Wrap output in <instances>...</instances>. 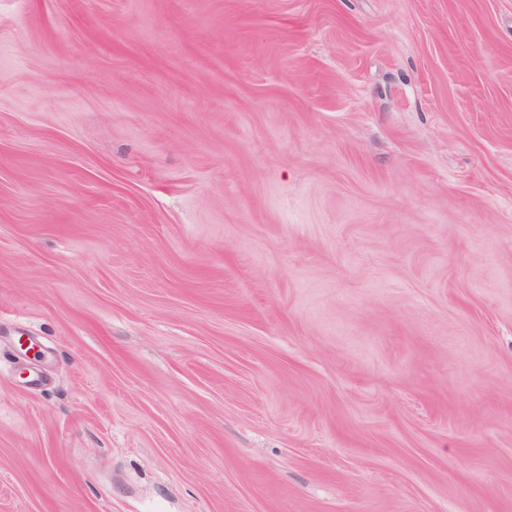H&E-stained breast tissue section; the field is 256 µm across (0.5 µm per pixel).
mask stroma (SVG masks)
Returning a JSON list of instances; mask_svg holds the SVG:
<instances>
[{"instance_id": "1", "label": "stroma", "mask_w": 512, "mask_h": 512, "mask_svg": "<svg viewBox=\"0 0 512 512\" xmlns=\"http://www.w3.org/2000/svg\"><path fill=\"white\" fill-rule=\"evenodd\" d=\"M0 512H512V0H0Z\"/></svg>"}]
</instances>
